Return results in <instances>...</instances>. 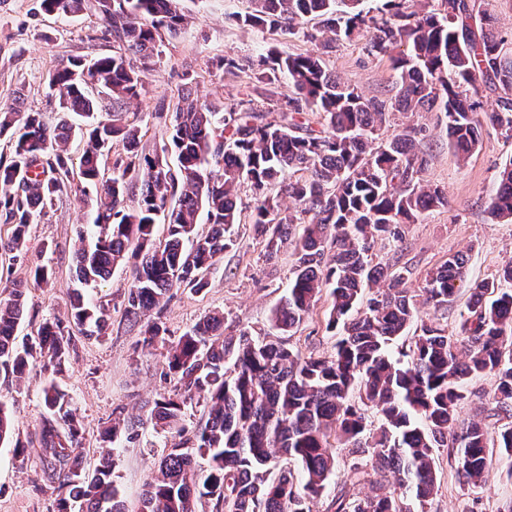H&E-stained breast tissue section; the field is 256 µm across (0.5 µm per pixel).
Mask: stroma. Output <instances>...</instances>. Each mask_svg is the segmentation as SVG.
I'll list each match as a JSON object with an SVG mask.
<instances>
[{
    "instance_id": "stroma-1",
    "label": "stroma",
    "mask_w": 512,
    "mask_h": 512,
    "mask_svg": "<svg viewBox=\"0 0 512 512\" xmlns=\"http://www.w3.org/2000/svg\"><path fill=\"white\" fill-rule=\"evenodd\" d=\"M186 21L176 34L162 33L160 55L147 72L145 89L131 101L130 111L141 117V146L145 153L159 150L167 139L169 117L159 108H172L181 88L190 86L201 101L218 106L253 97L250 70L226 73L222 62L231 56L243 61L275 47L291 53L309 50V42L269 30L239 26L236 15L250 10L249 0H181ZM368 35L330 44L322 56L328 69L344 83L369 97L392 96L396 73L388 59L368 51ZM112 38L102 35L92 13L61 18L42 13L39 0H0V108L42 113L56 123L58 97L48 86V75L76 57L112 53ZM424 129L420 149L428 164L425 182L445 188L449 204L402 227V240L377 241L371 249L374 262L390 265L403 273L406 286L422 288L428 274L448 256L465 254L467 275L491 280L512 262V223L494 219L488 211L489 198L499 168L512 160V140L494 130L483 134L482 143L467 161H457L443 126L435 113L420 112L405 118L395 114L383 135L397 133L405 121ZM241 222L234 228V246L208 275L209 285L200 293L172 289L163 310L168 340H176L211 311L224 313V333L238 335L266 332L272 310L285 293L294 258L289 247L268 254L264 241L250 224L254 193L250 185L239 191ZM93 195L72 190L57 198L41 223L32 228L26 251L13 262L9 279L26 283L25 319L20 324L17 347L30 345L34 330L47 319L68 321L69 302L82 293L90 305H104L109 314L106 335L76 336L62 371L33 363L15 378L0 372V403L11 411L20 438L33 435L46 413L43 389L56 383L73 399L83 424L84 461L94 468L104 443L103 427L112 421L115 407L126 414L147 417L157 393L174 389L176 381L167 372L162 344L146 348L138 330L124 318V295L129 270L121 267L104 282L85 286L75 276V252L91 245L89 220ZM52 267L55 279L49 287L29 283L35 266ZM329 298H321L313 312L290 337L293 348L306 354L331 352L335 338L327 327ZM161 438L144 426L139 442L127 444L116 459L115 473L126 505L135 504L150 474L151 445ZM440 488L419 512H503L512 503V480L493 466L483 488L471 491L459 483L447 449L436 454ZM42 466L37 459L19 463L11 443H0V512H53V499L41 490Z\"/></svg>"
}]
</instances>
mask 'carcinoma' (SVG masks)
Instances as JSON below:
<instances>
[{"mask_svg":"<svg viewBox=\"0 0 512 512\" xmlns=\"http://www.w3.org/2000/svg\"><path fill=\"white\" fill-rule=\"evenodd\" d=\"M251 2L239 18L244 27L300 34L323 47L366 32L369 52L392 62L396 94L366 97L330 72L317 51L270 52L249 68L273 106L248 99L220 109L187 86L167 142L151 156L139 149V113L128 112L126 101L144 88L159 30L184 23L179 0H40L47 14L92 12L117 50L72 59L49 74L63 109L58 123L47 124L39 112L0 110V138L11 148L0 156V218L8 226L0 235V261L27 248L32 226L58 197L76 185L95 193V241L76 252L77 280L96 284L132 262L125 317L152 345L166 334L159 308L170 290L201 292L233 245L229 233L241 222L242 184L254 191L252 221L267 252L287 245L295 256L264 337L246 330L224 335L218 312L166 350L177 389L152 403L148 418L166 443L136 510L119 499L111 451L94 469L85 467L71 396L53 383L44 389L47 413L37 451L47 463L44 483L56 512H196L203 503L209 512H311L308 502L334 475L339 446L351 457L350 478L368 483L371 495L338 492L334 512H415L413 502L423 504L438 492V448L449 449L469 487L486 483L491 447L512 477V426L492 434L479 420H459L469 381L484 375L495 381L493 415L512 416V263L493 280L469 281L466 256L454 254L415 295L401 273L368 259L375 239L399 240L401 225L448 205L445 189L424 183L423 129L407 125L377 142L395 113L439 112L461 161L478 149L487 126L512 139V57L497 18L475 10V0H438L432 9L421 0H386L378 13L372 0ZM315 19L319 27L305 29ZM282 77L293 93L280 99ZM497 89L503 94L496 107L478 111L480 94ZM103 95L112 100L106 119L98 115ZM311 113L317 121H310ZM78 132L85 146L75 165L68 144ZM116 141L125 153L108 168L104 156ZM170 152L174 169L166 160ZM284 195L300 210L282 213ZM490 207L493 217L512 221V160L498 173ZM160 223L165 235L158 239ZM463 286L467 315L457 335L423 324L409 351L391 352L417 318V299L441 306ZM325 289L333 351L307 356L288 348L282 337L304 322ZM4 290L0 368L21 374L35 351L44 367L62 366L74 336L47 320L34 345L18 349L25 288L13 282ZM153 310L156 317L142 322ZM70 316L84 336L107 330L106 309L89 306L80 293L71 299ZM200 403L204 418L189 432L183 417ZM124 411L113 410L106 431L116 443L112 451L141 436L143 422L124 418ZM284 460L298 462L300 475L280 467Z\"/></svg>","mask_w":512,"mask_h":512,"instance_id":"cac0c4a2","label":"carcinoma"}]
</instances>
